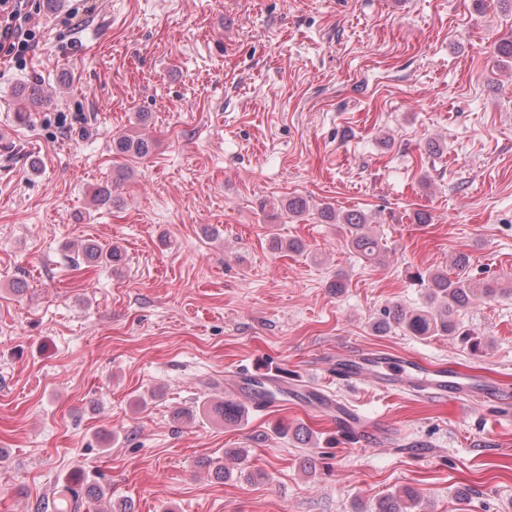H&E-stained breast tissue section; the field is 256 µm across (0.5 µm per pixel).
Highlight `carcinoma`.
Segmentation results:
<instances>
[{
	"label": "carcinoma",
	"instance_id": "cac0c4a2",
	"mask_svg": "<svg viewBox=\"0 0 512 512\" xmlns=\"http://www.w3.org/2000/svg\"><path fill=\"white\" fill-rule=\"evenodd\" d=\"M38 92L36 85L31 84L19 90L17 94L16 112L25 117L27 104ZM153 144L136 131H129L114 141V154L125 160L141 159L152 152ZM288 219L300 220L310 214V206L301 198H294L282 205ZM325 220L336 223L345 233L348 247L362 260L381 264L385 258L386 244L382 238L368 227L367 216L360 211L339 213L329 208L320 211ZM272 248L280 252L299 254L304 250L303 243L298 239L273 237ZM82 260L88 263L112 262L121 260V253L115 247H107L99 242L90 241L82 248ZM409 280L424 289V302L411 309L393 306L384 310L382 318L377 322L376 329L385 331L393 326L401 329L409 336H455L477 352L482 347L479 333L465 327L458 319L459 311L476 300L492 299L504 289L497 283L486 281L478 286L469 279L452 278L448 271L441 269H416L408 273ZM212 411L227 424H237L245 415V407L233 399H226L215 404ZM274 433L286 438L293 435L294 439L303 442L311 435L310 429L300 424L295 429L278 424ZM104 490L92 486L88 489L80 484L76 488L64 487L57 494L39 503L37 512H84L87 498H100ZM420 501V494L414 489H405L400 493H391L379 500L376 512H413Z\"/></svg>",
	"mask_w": 512,
	"mask_h": 512
}]
</instances>
